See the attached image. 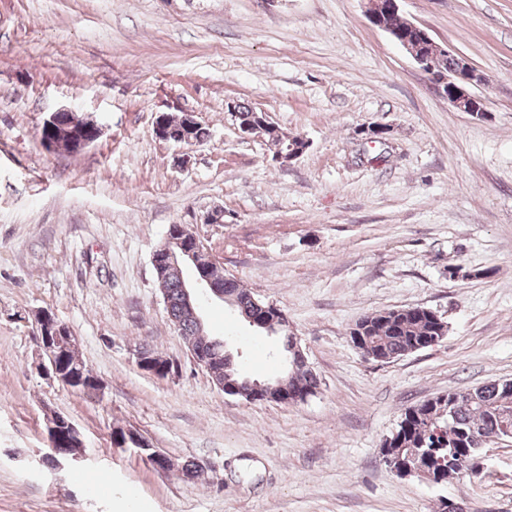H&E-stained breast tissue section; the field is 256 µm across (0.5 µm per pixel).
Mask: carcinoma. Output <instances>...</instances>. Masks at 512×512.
Returning a JSON list of instances; mask_svg holds the SVG:
<instances>
[{
    "instance_id": "1",
    "label": "carcinoma",
    "mask_w": 512,
    "mask_h": 512,
    "mask_svg": "<svg viewBox=\"0 0 512 512\" xmlns=\"http://www.w3.org/2000/svg\"><path fill=\"white\" fill-rule=\"evenodd\" d=\"M164 293V305L170 321L180 335L186 337L194 350L207 357L224 358V341H207L199 334L197 321L183 307V288L186 283L183 271L163 273L157 278ZM224 292L236 295L239 305L236 312L240 317L250 316L248 292L232 278L224 281ZM357 333L367 344L375 359L389 362L393 359L430 348L438 344L448 332L447 324L425 307H402L379 311L356 322ZM55 361L62 364L68 373L82 380V391L96 390L92 370L79 358L73 348L54 346ZM295 372L292 386L318 387L319 379L307 368ZM452 405L442 404V398L426 400L404 412V425L397 427L398 445L386 440L383 447L406 455H417L426 469L434 475L435 482H448L450 463L460 457L467 458L469 465L464 477L480 474L476 458L480 455L475 437L488 430L497 422L498 413L509 407L512 410V393L503 395V385L488 382L464 391H449ZM79 441L73 437L61 436L50 439L55 448L54 456L46 459L51 465L55 459L70 454Z\"/></svg>"
}]
</instances>
